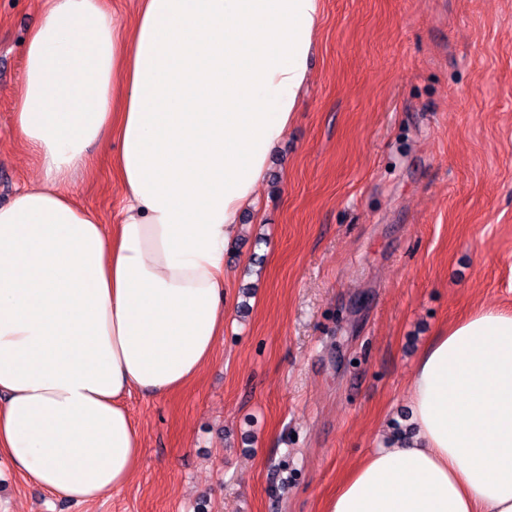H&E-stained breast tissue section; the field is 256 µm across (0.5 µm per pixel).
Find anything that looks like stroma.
Listing matches in <instances>:
<instances>
[{
	"mask_svg": "<svg viewBox=\"0 0 512 512\" xmlns=\"http://www.w3.org/2000/svg\"><path fill=\"white\" fill-rule=\"evenodd\" d=\"M46 0H0V205L41 182L14 133ZM114 223L111 155L70 188ZM226 257L199 378L124 403L130 483L77 505L0 459V512H322L411 411L430 339L512 311V0H323L300 113Z\"/></svg>",
	"mask_w": 512,
	"mask_h": 512,
	"instance_id": "obj_1",
	"label": "stroma"
}]
</instances>
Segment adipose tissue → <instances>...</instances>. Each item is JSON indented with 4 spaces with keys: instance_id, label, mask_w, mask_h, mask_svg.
Instances as JSON below:
<instances>
[{
    "instance_id": "1",
    "label": "adipose tissue",
    "mask_w": 512,
    "mask_h": 512,
    "mask_svg": "<svg viewBox=\"0 0 512 512\" xmlns=\"http://www.w3.org/2000/svg\"><path fill=\"white\" fill-rule=\"evenodd\" d=\"M321 0H47L15 132L41 185L0 206V457L54 499L125 487L121 403L195 381L224 333L225 257L297 117ZM118 140V219L68 193ZM416 434L384 441L322 512H512V312L479 308L415 369Z\"/></svg>"
}]
</instances>
